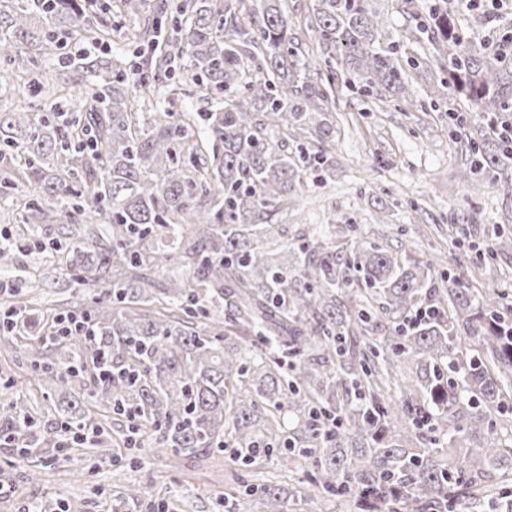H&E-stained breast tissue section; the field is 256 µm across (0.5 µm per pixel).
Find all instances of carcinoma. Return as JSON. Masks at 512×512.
Returning a JSON list of instances; mask_svg holds the SVG:
<instances>
[{
  "label": "carcinoma",
  "instance_id": "cac0c4a2",
  "mask_svg": "<svg viewBox=\"0 0 512 512\" xmlns=\"http://www.w3.org/2000/svg\"><path fill=\"white\" fill-rule=\"evenodd\" d=\"M378 0H313L318 54L299 46L288 0H182L143 14L136 66L84 55L74 39L102 41L112 24L96 0H0V90L25 110L0 112V189L17 191L16 220L32 235L4 239L0 264L28 297L0 323L20 344L50 411L96 429L103 458L158 445L174 457L230 451L250 465L277 454V471L307 468L309 484L271 473L224 491L230 512H288L295 501L346 499L363 512H512V307L494 289L454 279L400 243L364 238L357 224H308L299 252L265 223L298 195L303 163L317 181L336 144V84L367 98L411 104L404 44L386 35ZM420 19L448 60V100L509 123L512 58L471 45L443 4ZM66 60L65 72L41 66ZM191 76L175 83L171 63ZM347 72H336V60ZM97 80L85 82L87 75ZM45 92L44 99L25 94ZM79 92L81 105L62 110ZM198 95L209 112H141V101ZM307 144L299 142V137ZM296 142L299 156L290 151ZM315 148L310 153L307 147ZM469 181L512 161V141L472 142ZM57 217L53 253L34 235ZM180 273L159 283L155 270ZM44 270H64L90 300L71 314L83 336H50L60 314L40 292ZM426 311L421 316L419 312ZM138 424L105 433L108 415ZM10 467L46 443L20 391L0 404ZM150 481L123 485L112 512L151 502Z\"/></svg>",
  "mask_w": 512,
  "mask_h": 512
}]
</instances>
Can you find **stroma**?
Instances as JSON below:
<instances>
[{"instance_id":"stroma-1","label":"stroma","mask_w":512,"mask_h":512,"mask_svg":"<svg viewBox=\"0 0 512 512\" xmlns=\"http://www.w3.org/2000/svg\"><path fill=\"white\" fill-rule=\"evenodd\" d=\"M393 35L412 43V57L430 58L432 47L416 29L417 21L401 11L397 0H380ZM136 20L115 15L106 45L74 42V49L133 59L138 43ZM439 63L415 69L411 77L413 104L386 96L380 109L369 110L356 94L339 97L336 119L341 132L333 150L335 166L324 182L305 175L296 202L272 221L284 225L285 241L298 244V232L306 224H358L373 240L397 245L406 240L418 259H434L437 271L447 278L469 280L476 288H496L512 297V251L498 255L493 268H485L484 256L495 228L512 231V163L463 186L459 174L470 160V131L484 127L486 117L469 103H448L439 83ZM466 119L458 127L449 119V108ZM39 394L37 374L26 361L23 347L0 345V395L6 389ZM8 448L0 446V512H19L22 502L43 503L54 512L59 498L88 499L86 512H111L112 495L123 482L150 480L157 487L186 485L189 506L176 512H214L213 503L223 496L233 478L252 482L275 470L272 456L259 458L249 467H237L228 453L181 461L171 468L168 449L151 452L145 466L119 471L98 464L96 455L75 447H44L39 461V481H24L7 469Z\"/></svg>"}]
</instances>
